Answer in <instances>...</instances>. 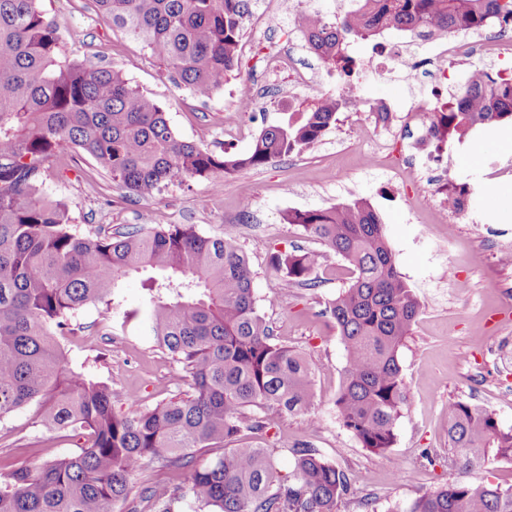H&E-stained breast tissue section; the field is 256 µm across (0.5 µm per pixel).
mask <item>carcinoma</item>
<instances>
[{
  "instance_id": "1",
  "label": "carcinoma",
  "mask_w": 512,
  "mask_h": 512,
  "mask_svg": "<svg viewBox=\"0 0 512 512\" xmlns=\"http://www.w3.org/2000/svg\"><path fill=\"white\" fill-rule=\"evenodd\" d=\"M330 21L307 18L309 48L346 84L357 61L346 39L386 30L465 35L512 19V0H369ZM112 28L141 43L177 86L207 94L238 66L248 0H94ZM351 97L320 95L264 127L244 156L218 155L179 139L166 112L122 74L71 59L41 0H0V419L35 404L43 425L77 432L86 445L0 476V512H113L135 475L179 472L152 482L156 512H339L354 495L352 474L307 441L292 448L283 476L268 449L276 419L308 409L314 368L275 341L257 307L253 272L238 238L204 236L192 225H135L86 231L67 203L51 197L64 147L91 157L139 198L174 180L258 168L320 141ZM439 143L463 141L512 121V79L473 69L448 98V111L422 117ZM464 183L448 192L461 212ZM290 224L340 256L351 281L325 303L346 356L334 400L342 426L383 455L396 443L407 402L399 350L420 302L399 271L383 223L362 198L291 211ZM281 289L317 286L319 254L271 256ZM140 278V308L122 295ZM102 307L112 335L150 336L181 366L189 390L133 416L112 407V385L68 366L61 340L81 330L74 314ZM208 459L201 460V457ZM512 461V428L463 400L448 401V468L456 479L389 512H512V485L475 484L468 475Z\"/></svg>"
}]
</instances>
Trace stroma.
<instances>
[{"mask_svg": "<svg viewBox=\"0 0 512 512\" xmlns=\"http://www.w3.org/2000/svg\"><path fill=\"white\" fill-rule=\"evenodd\" d=\"M295 2L284 0L278 24L268 30L244 27L241 43L250 55L241 56L223 87L208 94L175 86L143 45L113 31L93 0H42V6L56 21L71 58L120 70L132 87L163 107L181 139L217 154L243 155L282 109L336 91L335 73L306 47L297 58L314 72L313 87L297 86L284 72L260 75L265 54L287 50L292 43ZM346 50L361 71L378 73L359 87L366 99L392 112L387 141L393 156L412 154L418 134L406 108L429 92L430 80L387 64L374 42L351 40ZM253 92L261 97L254 111H235L236 102ZM371 122L367 112L338 113L324 137L301 153L232 175L176 181L150 199L128 196L85 155L54 169L48 182L49 193L67 202L75 223L84 229L192 224L203 235L238 236L254 273L258 307L275 339L300 351L315 368L312 403L302 413L278 419L271 431L272 454L281 473H290L293 446L307 441L352 473L358 497L340 512H365L360 503L364 496L374 501L377 512H386L452 478L441 459L448 450L449 399L487 408L502 427H512V266L500 261L501 243L512 242V223H503L492 202L478 193L489 172L495 173L497 187L512 188V142L505 140L512 135V122L498 124L501 141L482 140L476 132L461 142L451 139L399 174L382 159L364 165ZM450 182L468 183L475 191L462 213L443 203L444 186ZM355 197L365 199L380 216L399 270L421 304L400 355L407 404L397 422L396 444L382 456L361 448L333 406L345 351L322 311L325 301L347 285L350 272L339 256L324 252L318 241L284 220L291 211L326 208ZM296 248L321 253L315 272L319 284L284 295L270 259ZM99 319L98 307L78 310L75 320L82 330L67 337L63 347L70 367L111 383L116 413L130 415L187 391L179 366L151 337L101 336ZM131 391L139 404L128 401ZM425 448L437 449L438 457L423 459ZM76 449L77 441L68 433L41 425L36 406L0 419V473Z\"/></svg>", "mask_w": 512, "mask_h": 512, "instance_id": "1", "label": "stroma"}]
</instances>
